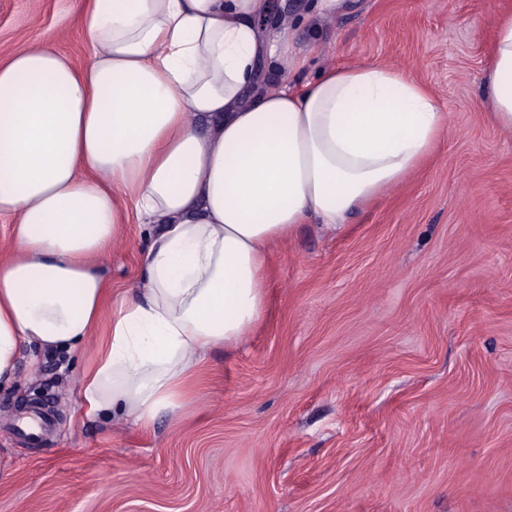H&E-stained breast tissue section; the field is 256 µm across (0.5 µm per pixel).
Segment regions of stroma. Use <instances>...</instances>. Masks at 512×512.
<instances>
[{
    "label": "stroma",
    "instance_id": "stroma-1",
    "mask_svg": "<svg viewBox=\"0 0 512 512\" xmlns=\"http://www.w3.org/2000/svg\"><path fill=\"white\" fill-rule=\"evenodd\" d=\"M270 0L300 73L405 66L448 117L433 155L348 224L298 225L270 258L265 314L213 350L188 416L146 428L88 413L92 345L19 361L0 388V512H512V134L478 90L496 10L512 0ZM57 34L93 46L78 0H0V59ZM145 227L103 263L141 281ZM38 405L39 441L14 425Z\"/></svg>",
    "mask_w": 512,
    "mask_h": 512
}]
</instances>
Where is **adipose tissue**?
Instances as JSON below:
<instances>
[{"label":"adipose tissue","mask_w":512,"mask_h":512,"mask_svg":"<svg viewBox=\"0 0 512 512\" xmlns=\"http://www.w3.org/2000/svg\"><path fill=\"white\" fill-rule=\"evenodd\" d=\"M266 0H84L81 66L51 38L0 61V386L24 348L69 352L101 322L90 412L150 426L183 411L213 347L264 314L273 248L397 189L447 117L404 68L349 64L258 92L264 58L301 70L255 24ZM490 119L512 133V12L494 17ZM149 225L142 285L113 296L102 257Z\"/></svg>","instance_id":"1"}]
</instances>
